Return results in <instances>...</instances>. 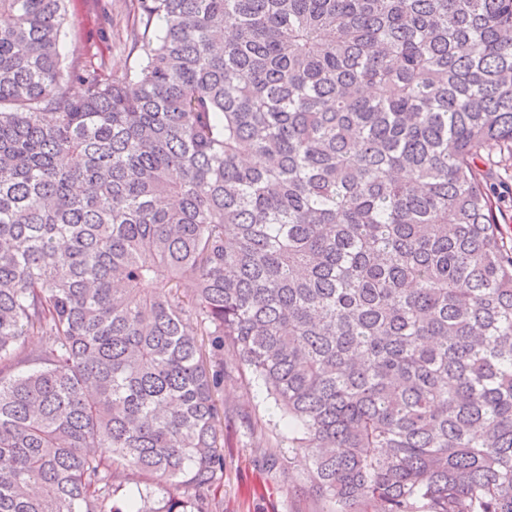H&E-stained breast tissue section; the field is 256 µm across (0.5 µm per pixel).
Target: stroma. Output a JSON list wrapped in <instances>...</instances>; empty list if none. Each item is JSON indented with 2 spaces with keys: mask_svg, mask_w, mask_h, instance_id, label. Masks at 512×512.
Returning a JSON list of instances; mask_svg holds the SVG:
<instances>
[{
  "mask_svg": "<svg viewBox=\"0 0 512 512\" xmlns=\"http://www.w3.org/2000/svg\"><path fill=\"white\" fill-rule=\"evenodd\" d=\"M69 23L60 51L79 67L134 65L126 43L131 0H68ZM308 462L293 448L280 408L224 352V512H326L309 490Z\"/></svg>",
  "mask_w": 512,
  "mask_h": 512,
  "instance_id": "stroma-1",
  "label": "stroma"
}]
</instances>
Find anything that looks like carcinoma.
Listing matches in <instances>:
<instances>
[{"mask_svg":"<svg viewBox=\"0 0 512 512\" xmlns=\"http://www.w3.org/2000/svg\"><path fill=\"white\" fill-rule=\"evenodd\" d=\"M135 2L74 98L0 0V512H221L226 348L328 512H512V0ZM491 183L495 196L502 201L497 211V219L507 242L512 240V160L506 159L492 171Z\"/></svg>","mask_w":512,"mask_h":512,"instance_id":"carcinoma-1","label":"carcinoma"}]
</instances>
